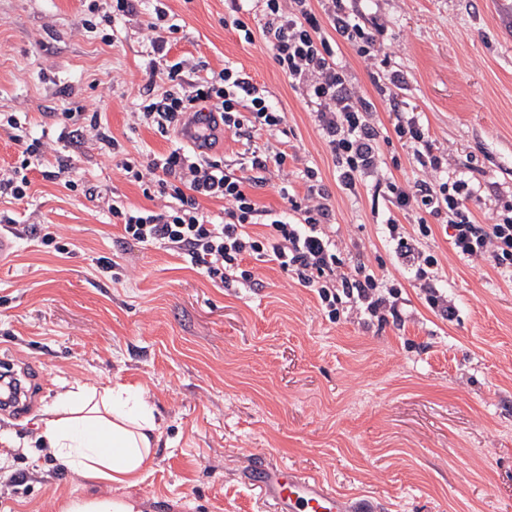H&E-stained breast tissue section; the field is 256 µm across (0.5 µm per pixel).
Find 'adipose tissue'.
Here are the masks:
<instances>
[{"instance_id":"obj_1","label":"adipose tissue","mask_w":512,"mask_h":512,"mask_svg":"<svg viewBox=\"0 0 512 512\" xmlns=\"http://www.w3.org/2000/svg\"><path fill=\"white\" fill-rule=\"evenodd\" d=\"M38 428L45 448L73 472L116 489L112 496L68 498L61 512H142L129 490L142 481L162 423L139 388L72 383L43 407Z\"/></svg>"}]
</instances>
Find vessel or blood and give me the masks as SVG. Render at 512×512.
<instances>
[{
  "label": "vessel or blood",
  "mask_w": 512,
  "mask_h": 512,
  "mask_svg": "<svg viewBox=\"0 0 512 512\" xmlns=\"http://www.w3.org/2000/svg\"><path fill=\"white\" fill-rule=\"evenodd\" d=\"M247 480L272 502L275 512H353L349 501L312 475L291 473L258 455Z\"/></svg>",
  "instance_id": "1"
}]
</instances>
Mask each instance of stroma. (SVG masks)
Returning a JSON list of instances; mask_svg holds the SVG:
<instances>
[{
    "label": "stroma",
    "instance_id": "1",
    "mask_svg": "<svg viewBox=\"0 0 512 512\" xmlns=\"http://www.w3.org/2000/svg\"><path fill=\"white\" fill-rule=\"evenodd\" d=\"M179 25L169 60L233 65L288 117V182L303 169L332 186L336 241L363 248L404 286L405 325L330 321L316 293L277 265L246 258L259 288L210 281L183 255L120 240L100 199L148 206L100 144L51 141L71 157L69 190L30 175L29 196L0 199V217L52 224L69 252L16 235L0 263V372L30 369L41 389L17 417L0 414V512H59L73 495H108L79 478L37 437L36 420L61 383L140 387L165 421L143 481V512H273L245 475L257 454L313 474L375 512H512V285L451 251L442 226L423 238L458 315L448 321L393 266L378 238L371 188L359 199L334 189L333 163L303 94L262 37L240 40L223 24L225 0H146ZM399 82L382 96L377 68L346 44L336 54L375 111L393 174L417 167L394 133V115L420 113L435 148L482 185L512 196V38L492 0H346ZM112 0H0V113H27L32 134L63 108L103 113L123 148L140 159L166 153L172 136L132 127L149 47L137 21L119 46L105 42ZM98 21L97 31L81 26Z\"/></svg>",
    "mask_w": 512,
    "mask_h": 512
}]
</instances>
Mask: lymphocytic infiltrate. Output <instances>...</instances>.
I'll return each instance as SVG.
<instances>
[{"label": "lymphocytic infiltrate", "mask_w": 512, "mask_h": 512, "mask_svg": "<svg viewBox=\"0 0 512 512\" xmlns=\"http://www.w3.org/2000/svg\"><path fill=\"white\" fill-rule=\"evenodd\" d=\"M137 5L138 0H114L109 18L117 28L126 19L138 17L151 46L145 63L151 92L142 109L133 112L134 124L166 135L187 127L204 103L245 150L240 162L233 165L181 145L144 162L123 152L98 113H87L79 105L59 112L60 137L94 138L115 157L121 175L137 183L144 197L153 200L150 208L108 202L112 222L121 226L123 240L162 245L187 257L209 280L238 282L247 288L259 287L260 282L243 268L245 257L271 262L294 281L313 288L328 319L344 316L362 322L374 317L405 322L402 283L366 264L360 254L337 246L331 224L333 210L321 189L318 169H304V195L290 191L284 181L270 185L267 172L285 173L288 153L259 147L257 140L287 135L283 109L234 66L213 73L202 61L192 65L169 61V39L178 32V24H164L160 10L141 12ZM258 23L277 64L312 107L339 188L355 199L360 185L367 181L375 197L387 201L381 239L397 264L413 273L425 288L430 307L449 321L456 315L454 304L437 285L438 259L420 242L421 237L430 235L435 222L444 226L459 260L489 266L502 282L511 284L512 200L493 208L490 223H480L474 208L483 201L481 185L465 172L449 169L447 159L433 153L418 113H397L394 132L417 163L421 178L402 181L388 169L372 105L350 87L336 51L324 35L325 29H332L343 43L373 59L375 36L362 16L349 10L343 0H328L327 7L319 11L310 0H263ZM0 128L9 132L22 156L19 165L0 168V197L24 200L31 184L29 173L37 168L46 179L60 178L65 188H74V181L68 178L73 169L70 157H56L53 169H45L49 151L45 137L27 134L23 122L13 115L0 117ZM269 186L282 199L281 208L259 206L257 192ZM204 198L223 200V221H214L204 212L200 204ZM409 215L416 217V226L403 224V217Z\"/></svg>", "instance_id": "obj_1"}]
</instances>
